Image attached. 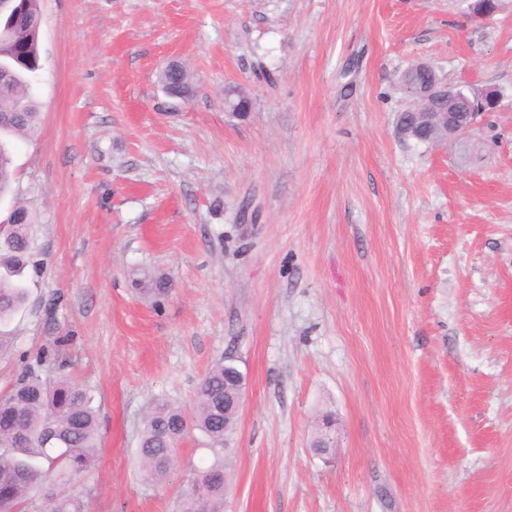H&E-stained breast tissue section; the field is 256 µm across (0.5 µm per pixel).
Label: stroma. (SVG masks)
<instances>
[{"label":"stroma","mask_w":512,"mask_h":512,"mask_svg":"<svg viewBox=\"0 0 512 512\" xmlns=\"http://www.w3.org/2000/svg\"><path fill=\"white\" fill-rule=\"evenodd\" d=\"M471 2L41 0L13 187L44 266L0 324V394L65 338L99 408L88 512H176L210 456L190 431L146 482L143 418L192 410L228 354L225 512H512V0ZM172 61L187 98L159 83ZM418 62L500 91L468 157L399 137ZM137 268L168 276L161 308Z\"/></svg>","instance_id":"1"}]
</instances>
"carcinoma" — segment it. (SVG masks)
<instances>
[{
	"label": "carcinoma",
	"instance_id": "carcinoma-1",
	"mask_svg": "<svg viewBox=\"0 0 512 512\" xmlns=\"http://www.w3.org/2000/svg\"><path fill=\"white\" fill-rule=\"evenodd\" d=\"M40 0H21V10L31 23H17L0 40V200L12 193L11 141L31 135L40 112L33 94V80L40 69ZM426 75L413 72L401 79L409 103ZM164 88L173 96L188 92L181 67L163 74ZM9 211L18 224L0 236V322L9 319L27 301V274L42 267L34 241L35 217L26 204L12 199ZM134 291L160 305L171 285L158 270L134 274ZM55 360L66 366L60 348L19 356L22 369L13 388L0 397V512H27L29 504L44 503V512H85L78 481L95 467L98 452V408L90 390L65 375L44 376L46 364ZM234 384L224 363L213 366L202 380L193 413L157 399L148 411L140 434L137 455L143 479L159 482L176 467L180 442L192 430L205 438L212 461L194 469L180 494L177 512H224V472L230 465V440L237 417L224 413V404L235 397Z\"/></svg>",
	"mask_w": 512,
	"mask_h": 512
}]
</instances>
